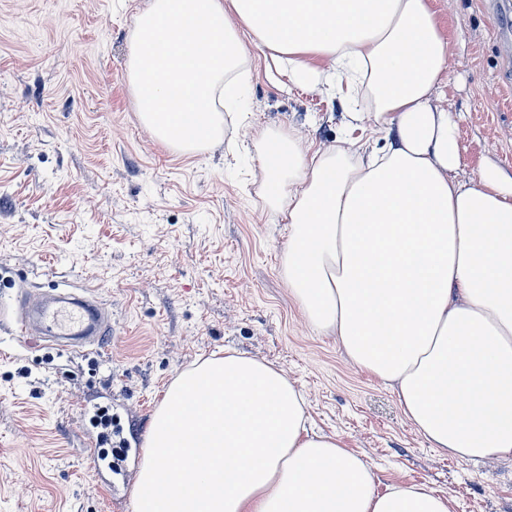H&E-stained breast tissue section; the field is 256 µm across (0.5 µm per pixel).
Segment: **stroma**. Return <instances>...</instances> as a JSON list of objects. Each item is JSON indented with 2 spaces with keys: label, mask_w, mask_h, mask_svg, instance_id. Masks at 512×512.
<instances>
[{
  "label": "stroma",
  "mask_w": 512,
  "mask_h": 512,
  "mask_svg": "<svg viewBox=\"0 0 512 512\" xmlns=\"http://www.w3.org/2000/svg\"><path fill=\"white\" fill-rule=\"evenodd\" d=\"M434 0L452 51L442 95L462 113L459 174L512 171V9ZM149 0H0V293L58 285L112 317L101 346L30 348L0 323V512H133L154 413L185 369L231 348L280 368L309 426L363 455L377 492L425 484L452 512H512V459L430 448L393 390L309 326L288 286L289 224L267 199L254 142L267 130L319 148L343 132L344 100L290 81L251 49L245 112L224 140L181 153L137 118L125 71ZM108 407L130 476L95 465Z\"/></svg>",
  "instance_id": "obj_1"
}]
</instances>
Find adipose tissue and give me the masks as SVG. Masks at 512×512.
Here are the masks:
<instances>
[{
    "label": "adipose tissue",
    "instance_id": "1",
    "mask_svg": "<svg viewBox=\"0 0 512 512\" xmlns=\"http://www.w3.org/2000/svg\"><path fill=\"white\" fill-rule=\"evenodd\" d=\"M253 46L290 80L373 105L323 149L255 144L277 152L267 196L310 326L395 392L430 447L512 458V174L458 175L431 0H149L126 73L142 125L183 152L219 142L218 106L238 95L225 77ZM146 446L133 512H451L423 484L377 493L363 456L308 431L281 369L229 348L176 377Z\"/></svg>",
    "mask_w": 512,
    "mask_h": 512
}]
</instances>
